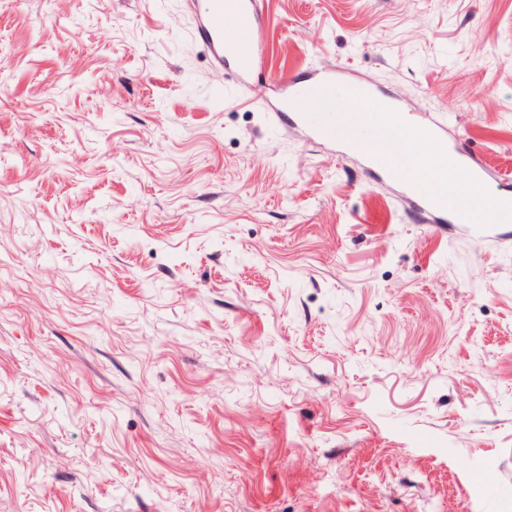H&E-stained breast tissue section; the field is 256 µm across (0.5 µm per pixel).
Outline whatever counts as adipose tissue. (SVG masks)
<instances>
[{
	"label": "adipose tissue",
	"instance_id": "1",
	"mask_svg": "<svg viewBox=\"0 0 512 512\" xmlns=\"http://www.w3.org/2000/svg\"><path fill=\"white\" fill-rule=\"evenodd\" d=\"M308 108L336 113L341 137L355 148L388 158L408 175H419L436 163V148L423 129L407 118L370 111L349 95L332 90L293 101L290 105L294 112Z\"/></svg>",
	"mask_w": 512,
	"mask_h": 512
}]
</instances>
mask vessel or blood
<instances>
[{
    "mask_svg": "<svg viewBox=\"0 0 512 512\" xmlns=\"http://www.w3.org/2000/svg\"><path fill=\"white\" fill-rule=\"evenodd\" d=\"M199 20L198 31L203 44L210 50L220 65L229 68L237 85L248 84L250 77L262 57V47L256 40L260 26L257 0H188ZM234 19L236 31L226 34V19ZM347 93L368 109H386L396 113L400 107L394 100L377 97L370 89L357 83L346 86ZM464 176L461 180L464 194L473 196L494 211L512 208V196L492 195L485 190V169L472 154H464ZM373 168L407 183L409 192L419 205V210L428 216L440 217L444 209L436 202L433 187L438 180L437 171H428L420 180H406L403 172L391 168L382 159L373 161Z\"/></svg>",
    "mask_w": 512,
    "mask_h": 512,
    "instance_id": "b4317fda",
    "label": "vessel or blood"
}]
</instances>
